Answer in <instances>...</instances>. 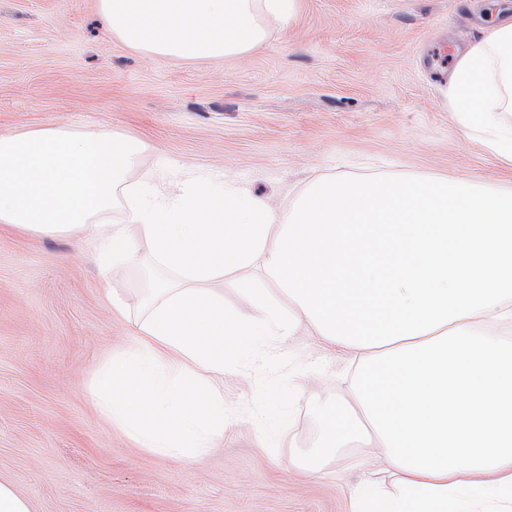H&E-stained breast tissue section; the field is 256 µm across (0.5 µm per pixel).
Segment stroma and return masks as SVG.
Returning a JSON list of instances; mask_svg holds the SVG:
<instances>
[{
	"label": "stroma",
	"instance_id": "1",
	"mask_svg": "<svg viewBox=\"0 0 512 512\" xmlns=\"http://www.w3.org/2000/svg\"><path fill=\"white\" fill-rule=\"evenodd\" d=\"M486 0H296L250 53L195 62L103 31L97 0H0V136L64 125L142 143L135 179L206 176L289 208L308 179L382 174L512 188V168L448 107L455 64ZM145 266L100 276L93 241L0 225V476L33 512H350L357 482L386 480L354 442L324 464L312 401L344 396L340 350L301 329L278 351L307 364L289 428L268 446L246 408L256 375L224 376V438L181 461L139 444L91 405L108 358L135 346L109 296L135 303ZM323 371H314V363Z\"/></svg>",
	"mask_w": 512,
	"mask_h": 512
}]
</instances>
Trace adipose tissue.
I'll return each mask as SVG.
<instances>
[{
  "instance_id": "1",
  "label": "adipose tissue",
  "mask_w": 512,
  "mask_h": 512,
  "mask_svg": "<svg viewBox=\"0 0 512 512\" xmlns=\"http://www.w3.org/2000/svg\"><path fill=\"white\" fill-rule=\"evenodd\" d=\"M295 0H98L107 31L126 45L191 61L239 56L265 42V21H288ZM448 105L459 123L512 165V22L481 30L448 77Z\"/></svg>"
}]
</instances>
